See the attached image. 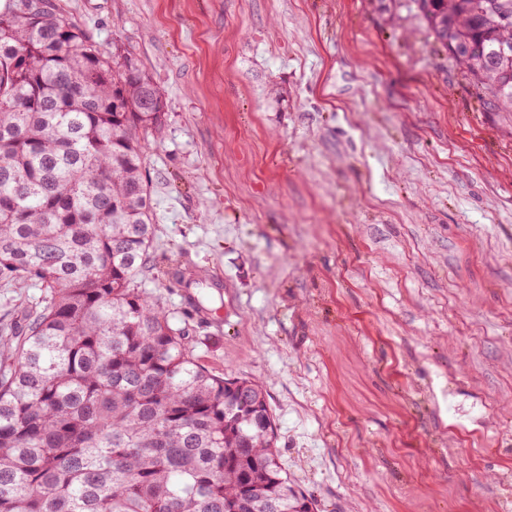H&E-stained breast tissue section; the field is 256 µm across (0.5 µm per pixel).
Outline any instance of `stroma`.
<instances>
[{
  "mask_svg": "<svg viewBox=\"0 0 512 512\" xmlns=\"http://www.w3.org/2000/svg\"><path fill=\"white\" fill-rule=\"evenodd\" d=\"M167 103L140 285L262 380L319 512H512V112L409 0H55ZM43 290L0 280V342Z\"/></svg>",
  "mask_w": 512,
  "mask_h": 512,
  "instance_id": "obj_1",
  "label": "stroma"
}]
</instances>
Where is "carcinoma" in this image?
Masks as SVG:
<instances>
[{
	"instance_id": "carcinoma-1",
	"label": "carcinoma",
	"mask_w": 512,
	"mask_h": 512,
	"mask_svg": "<svg viewBox=\"0 0 512 512\" xmlns=\"http://www.w3.org/2000/svg\"><path fill=\"white\" fill-rule=\"evenodd\" d=\"M412 5L512 111V0ZM154 90L53 0L0 11V277L44 288L0 352V512H315L263 385L209 371L138 288Z\"/></svg>"
}]
</instances>
